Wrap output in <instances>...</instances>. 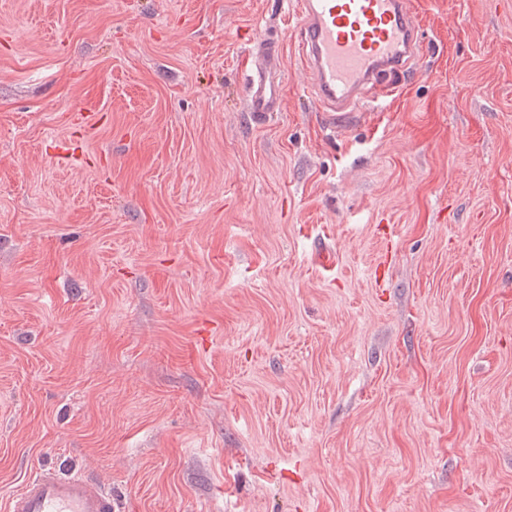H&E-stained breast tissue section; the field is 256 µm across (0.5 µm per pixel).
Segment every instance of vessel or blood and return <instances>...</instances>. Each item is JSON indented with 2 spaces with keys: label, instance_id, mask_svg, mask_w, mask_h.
Listing matches in <instances>:
<instances>
[{
  "label": "vessel or blood",
  "instance_id": "vessel-or-blood-1",
  "mask_svg": "<svg viewBox=\"0 0 512 512\" xmlns=\"http://www.w3.org/2000/svg\"><path fill=\"white\" fill-rule=\"evenodd\" d=\"M296 14L309 91L329 125L348 123L365 94L395 91L418 57L421 25L408 0H297ZM280 70L279 42L259 44L248 73V111L279 109ZM5 512H115V507L111 491L97 480L45 466L9 495Z\"/></svg>",
  "mask_w": 512,
  "mask_h": 512
}]
</instances>
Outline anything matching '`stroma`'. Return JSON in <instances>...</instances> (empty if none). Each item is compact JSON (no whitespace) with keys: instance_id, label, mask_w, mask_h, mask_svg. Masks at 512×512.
Returning a JSON list of instances; mask_svg holds the SVG:
<instances>
[{"instance_id":"stroma-1","label":"stroma","mask_w":512,"mask_h":512,"mask_svg":"<svg viewBox=\"0 0 512 512\" xmlns=\"http://www.w3.org/2000/svg\"><path fill=\"white\" fill-rule=\"evenodd\" d=\"M409 2L334 129L292 0H0V500L512 512V0ZM281 46L265 41L257 46L255 64L250 67L246 108L249 112H275L281 104ZM6 512H115L112 492L83 473L45 466L32 471L6 502Z\"/></svg>"}]
</instances>
